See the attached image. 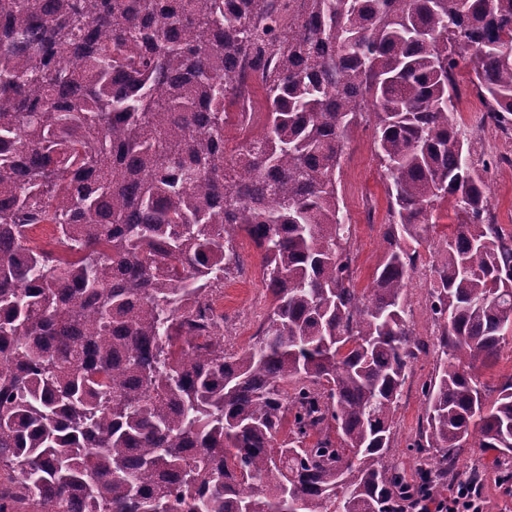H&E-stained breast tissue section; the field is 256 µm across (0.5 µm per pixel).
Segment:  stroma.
<instances>
[{
    "mask_svg": "<svg viewBox=\"0 0 512 512\" xmlns=\"http://www.w3.org/2000/svg\"><path fill=\"white\" fill-rule=\"evenodd\" d=\"M460 96L455 117L476 143L470 163L483 174L488 187L491 212L496 223L512 232V141L495 125L484 122L485 106L470 83L469 67H460L457 75ZM374 118L364 115L352 127L338 174V192L349 216L351 235L347 249L356 287H367L382 263L386 244L384 226L391 219L386 177L373 144ZM449 219L437 211L436 225L430 228L419 246V263L406 290L405 305L417 336L430 344L428 353L419 354L410 365L393 424L390 458L407 477H414L419 458L410 445L425 418L423 382L436 364L435 343L440 328L428 316L430 287L436 280L434 261L443 246ZM238 251L245 265L242 274L224 281V348L234 350L251 342L266 318L271 298L267 292L262 259L246 234L237 238ZM492 454L478 448H464L458 453L457 470H479L480 489L493 512H512V483L500 480L501 469L494 466Z\"/></svg>",
    "mask_w": 512,
    "mask_h": 512,
    "instance_id": "1",
    "label": "stroma"
}]
</instances>
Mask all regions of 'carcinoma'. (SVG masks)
Masks as SVG:
<instances>
[{"mask_svg": "<svg viewBox=\"0 0 512 512\" xmlns=\"http://www.w3.org/2000/svg\"><path fill=\"white\" fill-rule=\"evenodd\" d=\"M462 62L511 128L512 0H0V512H414L469 441L512 459V378L478 375L512 334V233L454 117ZM247 67L265 122L230 155ZM364 113L392 219L359 290L336 172ZM443 204L409 482L401 241ZM241 231L271 307L226 351Z\"/></svg>", "mask_w": 512, "mask_h": 512, "instance_id": "carcinoma-1", "label": "carcinoma"}]
</instances>
